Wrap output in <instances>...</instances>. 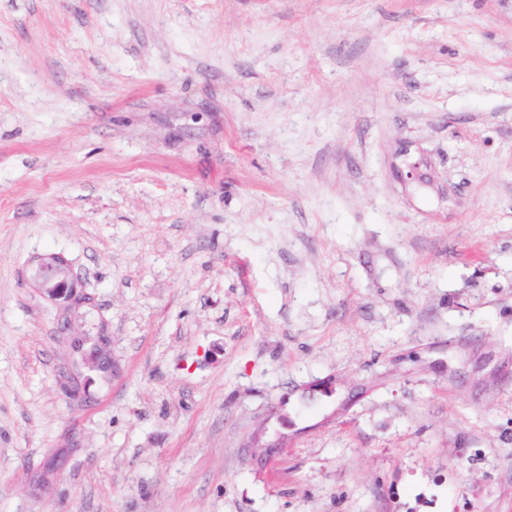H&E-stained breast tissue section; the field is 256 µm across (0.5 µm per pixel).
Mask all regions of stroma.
I'll list each match as a JSON object with an SVG mask.
<instances>
[{
    "label": "stroma",
    "mask_w": 512,
    "mask_h": 512,
    "mask_svg": "<svg viewBox=\"0 0 512 512\" xmlns=\"http://www.w3.org/2000/svg\"><path fill=\"white\" fill-rule=\"evenodd\" d=\"M0 512H512V0H0ZM35 286L49 300L60 304V310L67 312L81 304L85 297L78 291V281L69 271L66 260L60 255L36 257ZM71 322L69 320H63L62 333H64L65 340L69 348L74 353H80L84 355L86 362H88L92 368L99 372H110L112 373V359L108 354L109 339L103 337L99 342L88 352L85 349L87 345V339L85 334L70 333Z\"/></svg>",
    "instance_id": "obj_1"
}]
</instances>
